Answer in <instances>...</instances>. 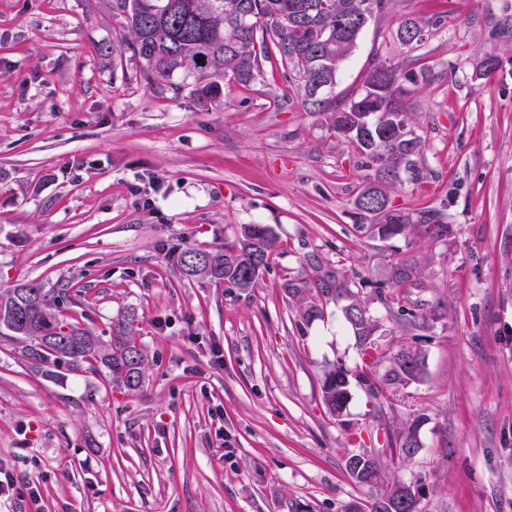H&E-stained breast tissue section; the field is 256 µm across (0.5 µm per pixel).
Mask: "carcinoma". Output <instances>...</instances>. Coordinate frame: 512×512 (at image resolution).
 Wrapping results in <instances>:
<instances>
[{"mask_svg":"<svg viewBox=\"0 0 512 512\" xmlns=\"http://www.w3.org/2000/svg\"><path fill=\"white\" fill-rule=\"evenodd\" d=\"M390 0H112L113 17L121 19L128 36L112 47L118 56L131 53L143 65L149 84L179 97L183 92L200 98L217 94L221 83L251 85L264 76L263 65L275 56L286 72L288 88L302 93L301 105L317 114L322 125L336 139L354 146L364 159L365 174L353 199L361 228L370 237L389 241L397 236L418 234L431 242H446L456 233L444 221L443 210H406L392 205L391 191L403 170L420 172L418 157L422 139L412 129L404 98L410 93L406 83L426 84L432 69L421 57L410 59L409 70L384 60L374 62L357 95L336 98L335 88L342 64L352 54L369 20L383 14ZM247 15L241 20L240 14ZM443 19H403L396 30L397 41L404 34L425 27L438 28ZM493 36L512 43V6L503 7ZM327 85L329 94L313 98L316 87ZM278 236L270 224H240L234 240L224 246L202 251L187 248L179 256L182 273L184 258L205 253L213 258L211 273L201 279L225 283L247 290L257 285L260 273L268 268ZM312 278L288 283V294L295 300L302 325L308 326L323 314L324 304L345 301L342 313L362 360V381L378 400L382 390L370 368L388 363L384 385L406 386L419 382L426 373L425 356L410 347L389 355L378 346V321L346 271L326 266L315 253L307 255ZM424 263L415 256L394 262L389 271L393 290L377 289L386 312L397 319L409 316L407 325L422 328L427 313L406 310L414 288L425 287ZM66 292L47 290L39 282H26L0 292V337L19 345L21 354L41 369L66 363L72 370L106 371L112 383L134 388L142 383L147 359L132 336L135 315L129 314L112 325L110 340L103 341L62 314L61 298ZM66 326L80 345L55 347L50 338ZM351 370L343 365L323 372L322 400L339 416L350 400ZM418 420L404 426L394 438L395 450L404 457L415 454ZM360 471L372 482H384V471L376 458L363 459ZM399 484L392 486L371 503L370 512H390L387 504Z\"/></svg>","mask_w":512,"mask_h":512,"instance_id":"cac0c4a2","label":"carcinoma"}]
</instances>
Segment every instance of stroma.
I'll list each match as a JSON object with an SVG mask.
<instances>
[{"instance_id": "stroma-1", "label": "stroma", "mask_w": 512, "mask_h": 512, "mask_svg": "<svg viewBox=\"0 0 512 512\" xmlns=\"http://www.w3.org/2000/svg\"><path fill=\"white\" fill-rule=\"evenodd\" d=\"M505 0H391L344 63V96L375 59L401 64L407 16L442 17L420 47L434 72L405 99L424 149L395 207L443 208L455 236L390 241L357 227L363 161L288 89L263 81L213 98L150 86L112 0H0V290L67 289L64 313L94 335L135 313L148 359L139 389L105 374L49 377L0 339V470L35 495L0 512H349L382 491L356 482L369 452L419 485L420 512H512V45L492 36ZM488 52L499 71L474 70ZM237 224L278 235L242 292L186 277L178 256ZM426 264V329L393 320L373 283L399 254ZM318 254L357 272L375 339L426 357L423 381L375 403L352 380L342 416L322 402L325 365L361 358L339 305L300 328L287 284ZM421 448L387 445L415 417Z\"/></svg>"}]
</instances>
